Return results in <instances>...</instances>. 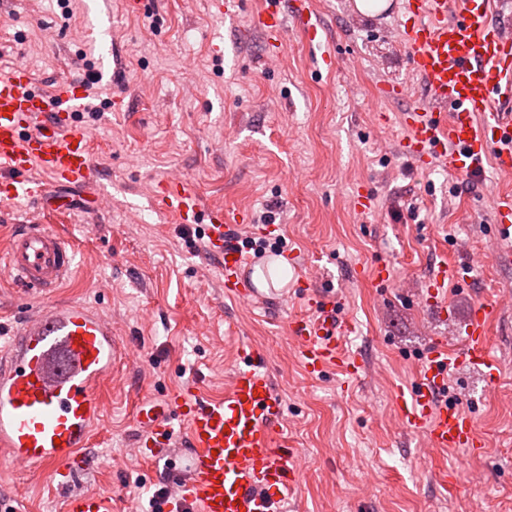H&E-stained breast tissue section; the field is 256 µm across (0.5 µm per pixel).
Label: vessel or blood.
<instances>
[{"label": "vessel or blood", "mask_w": 512, "mask_h": 512, "mask_svg": "<svg viewBox=\"0 0 512 512\" xmlns=\"http://www.w3.org/2000/svg\"><path fill=\"white\" fill-rule=\"evenodd\" d=\"M509 4L512 0H404L400 39L425 91L401 114L409 132L402 150L419 163L437 152L469 176L483 171L490 157L497 170L512 172ZM290 21L316 39L321 24L308 0H272L252 25L274 40ZM85 99L83 85L69 80L46 97L24 66L0 77V163L8 170L0 177L1 204L33 197L63 213L68 206L53 197V189L91 183L90 131L75 118L85 110ZM36 169L49 177L37 189L31 180ZM155 200L180 223H204L207 248L222 261L226 294L253 299L254 290L241 283L245 258L233 239L245 228L246 214L203 208L199 195L177 178L159 183ZM492 208L497 234L512 241V193L494 195ZM73 261L74 251L60 235L30 223L10 242L0 274L44 293L62 282ZM462 278L458 267L439 263L425 283L428 303L436 304L448 280ZM488 319L487 305H477L458 330L457 348L433 337L419 377L395 391L402 427L424 431L431 447L483 451L475 419L445 402L443 393L449 372L462 367L477 371L487 385L498 381ZM288 331L310 376L335 367L352 376L362 372V364L341 350L346 319L334 302L292 316ZM122 354L111 320L94 308L73 302L35 310L0 355V454L25 467H56L63 478H72L103 413L98 389ZM268 359V350L242 347L224 397H204L192 382L160 402L139 406L136 454L170 457L176 427L185 430L189 465L170 462L162 512H279L302 471L287 449L274 444L285 411L266 370ZM66 512H112V497L76 495Z\"/></svg>", "instance_id": "1"}]
</instances>
